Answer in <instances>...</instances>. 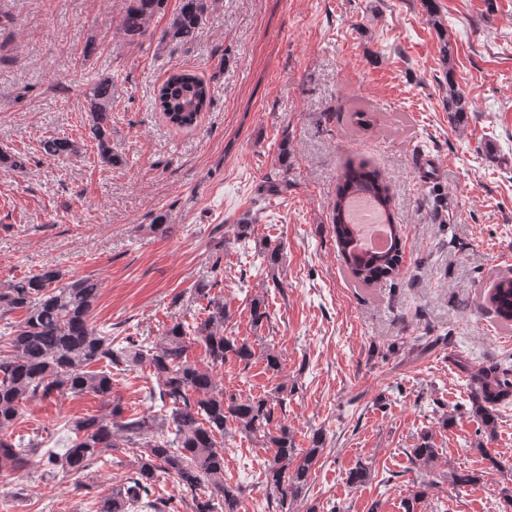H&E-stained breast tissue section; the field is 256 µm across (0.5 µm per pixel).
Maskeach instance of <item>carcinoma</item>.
Instances as JSON below:
<instances>
[{
    "mask_svg": "<svg viewBox=\"0 0 512 512\" xmlns=\"http://www.w3.org/2000/svg\"><path fill=\"white\" fill-rule=\"evenodd\" d=\"M167 0H131L119 21V33L128 44L146 35ZM216 0H181L163 32L164 44L188 45L206 21ZM448 112L457 117L469 108V100L456 87L447 70ZM88 135L96 143L100 160L113 165L109 134L112 125V78L103 76L85 91ZM211 101L210 85L192 73L170 75L157 89L156 102L170 123L179 128L194 126ZM45 154L54 157L78 152L75 142L58 137L42 141ZM365 194L375 201L388 224L390 246L385 251L363 249L357 225L349 214L351 195ZM389 184L364 162L344 166L333 202L332 228L338 253L353 275L378 282L395 275L402 262V225L390 209ZM101 283L90 276L67 280L60 270L44 267L0 291V471L17 470L42 448L31 440L22 445L4 431L22 414L24 402L49 399L55 394H94L110 406L107 414L71 422V441L62 454H49L47 464L82 473L103 461L109 450L127 448L136 456L135 471L112 486L95 512H129L133 505L153 496V486L168 475L192 493L193 512H239L238 487L224 482V437L230 426L248 436L261 438L273 451L266 466L267 481L279 492V506L301 496L310 468L322 453L323 439L313 434L305 449L295 447L288 426L275 422V403L269 397L239 398L228 395L214 377L224 361L234 358L249 366L255 350L247 342L224 335L229 317L224 298L211 294L201 283L197 298L206 301L205 317L189 325L176 323L154 342L145 345L132 336L117 342L112 334L93 325L92 313ZM496 315L512 322V278L502 279L486 294ZM22 309L24 318L6 321V314ZM204 346L206 365L189 359L191 342ZM146 367L154 378L150 395L167 408L165 415L123 416L120 402L112 399V369ZM473 411L493 435V407L512 396V375L496 365L481 366L470 373ZM414 460L428 465L435 449L429 438L411 449ZM204 489L201 498L196 490Z\"/></svg>",
    "mask_w": 512,
    "mask_h": 512,
    "instance_id": "1",
    "label": "carcinoma"
}]
</instances>
